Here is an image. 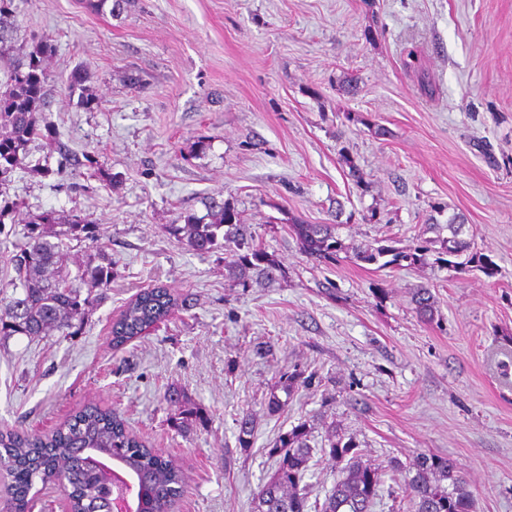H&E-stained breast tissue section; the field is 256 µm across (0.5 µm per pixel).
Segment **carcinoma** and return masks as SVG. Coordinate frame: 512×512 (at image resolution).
Returning <instances> with one entry per match:
<instances>
[{"label": "carcinoma", "instance_id": "carcinoma-1", "mask_svg": "<svg viewBox=\"0 0 512 512\" xmlns=\"http://www.w3.org/2000/svg\"><path fill=\"white\" fill-rule=\"evenodd\" d=\"M13 0H0V60L9 61L6 80L0 83V185L22 161L26 146L43 136L36 113L46 104L49 74L45 67L51 46L39 43L33 50L15 48ZM26 241L7 255L15 276L9 286L22 295L0 300V341L14 335H68L74 322L84 320L93 305L92 293L81 296L82 286L106 288L112 272L102 265L86 264L75 277L59 269L60 248L69 241L97 240V225L78 215L60 217L55 212L34 215L28 221ZM448 238L429 241L445 251L464 253L470 243L464 238L460 216L445 225ZM291 234L307 257L333 264L341 251L331 224H291ZM223 233L229 257L224 269L239 284L253 278L273 279L279 264L254 235L237 224L231 207L216 201L204 218L189 216L183 224H171L168 233L197 253L209 252ZM426 246L399 251L392 246L367 248L354 253L356 260L387 266L417 265ZM389 254L391 258L383 260ZM411 302L422 318L434 316V297L428 288L412 294ZM178 305V298L164 287L145 288L131 299L112 324V347L119 349L164 320ZM170 405L168 421L182 429L205 421L203 411L178 393L164 395ZM238 446L248 448L254 435L252 416L237 420ZM305 422L280 435L269 449L275 466L254 496L253 512H373L383 484L384 469L366 458L359 443L337 429L328 434L325 449L336 463L333 486L323 502L309 504L304 482L313 448ZM110 457L127 467L137 485L136 512H172L185 483L183 472L153 448L147 447L126 426L116 410L88 404L78 409L50 434L0 431V474L11 478L8 493L0 495V512H29L35 484L53 482L68 490V512H108L95 475V457ZM399 469L400 462L390 464ZM405 468L402 492L409 512H473L474 495L463 473L453 462L419 454Z\"/></svg>", "mask_w": 512, "mask_h": 512}]
</instances>
